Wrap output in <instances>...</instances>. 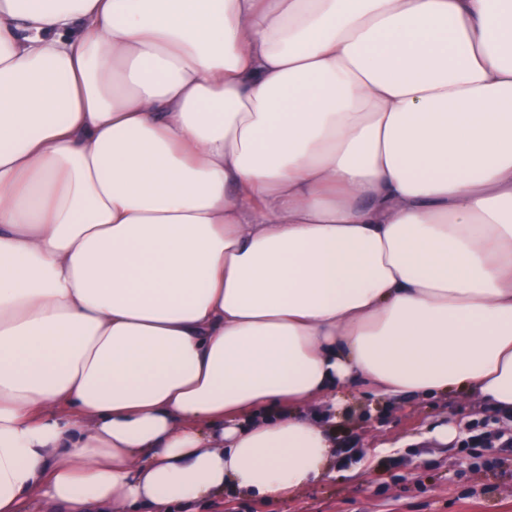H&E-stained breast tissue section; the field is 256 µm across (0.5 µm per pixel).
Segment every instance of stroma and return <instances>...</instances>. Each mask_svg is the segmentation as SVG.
Segmentation results:
<instances>
[{
	"mask_svg": "<svg viewBox=\"0 0 512 512\" xmlns=\"http://www.w3.org/2000/svg\"><path fill=\"white\" fill-rule=\"evenodd\" d=\"M342 398L336 438L354 455L284 500L228 492L197 512H512V421L476 394L396 400L360 385ZM448 423L457 429L453 443L430 438Z\"/></svg>",
	"mask_w": 512,
	"mask_h": 512,
	"instance_id": "1",
	"label": "stroma"
}]
</instances>
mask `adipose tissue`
I'll list each match as a JSON object with an SVG mask.
<instances>
[{
  "label": "adipose tissue",
  "mask_w": 512,
  "mask_h": 512,
  "mask_svg": "<svg viewBox=\"0 0 512 512\" xmlns=\"http://www.w3.org/2000/svg\"><path fill=\"white\" fill-rule=\"evenodd\" d=\"M357 385L512 417V0H0V512L279 500Z\"/></svg>",
  "instance_id": "obj_1"
}]
</instances>
